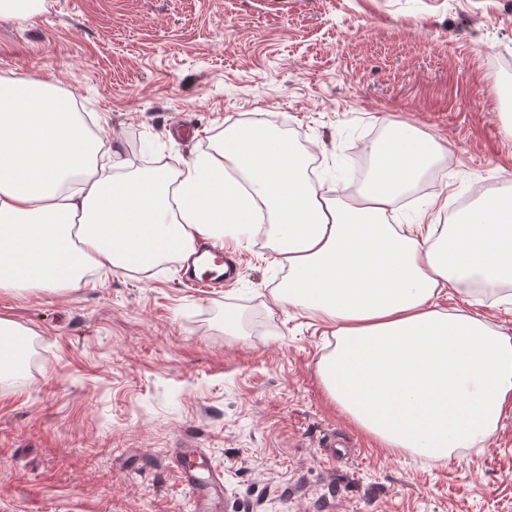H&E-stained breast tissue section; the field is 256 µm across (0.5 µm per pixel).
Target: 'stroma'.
I'll list each match as a JSON object with an SVG mask.
<instances>
[{
  "label": "stroma",
  "instance_id": "obj_1",
  "mask_svg": "<svg viewBox=\"0 0 512 512\" xmlns=\"http://www.w3.org/2000/svg\"><path fill=\"white\" fill-rule=\"evenodd\" d=\"M0 77L107 116L136 173L211 153L263 113L341 196L344 157L390 122L446 145L397 201L404 223L438 193L448 221L512 179V0H42L0 20ZM270 253L242 240L233 283L209 296L178 259L0 291V318L31 333L23 373L0 379V512H194L172 459L187 439L224 474L218 512H512V412L445 463L377 447L325 398L334 340L273 303ZM228 308L241 335L224 333Z\"/></svg>",
  "mask_w": 512,
  "mask_h": 512
}]
</instances>
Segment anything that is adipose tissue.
<instances>
[{
  "label": "adipose tissue",
  "mask_w": 512,
  "mask_h": 512,
  "mask_svg": "<svg viewBox=\"0 0 512 512\" xmlns=\"http://www.w3.org/2000/svg\"><path fill=\"white\" fill-rule=\"evenodd\" d=\"M358 195L313 185L309 153L266 118L227 126L180 168L114 176L127 159L54 84L0 78V288L70 287L94 270L150 273L199 242L272 244V296L329 327L325 396L399 454L447 460L485 443L512 409V337L440 307L477 282L512 303V183L438 224V200L392 224L397 199L447 150L398 124L368 144Z\"/></svg>",
  "instance_id": "obj_1"
}]
</instances>
